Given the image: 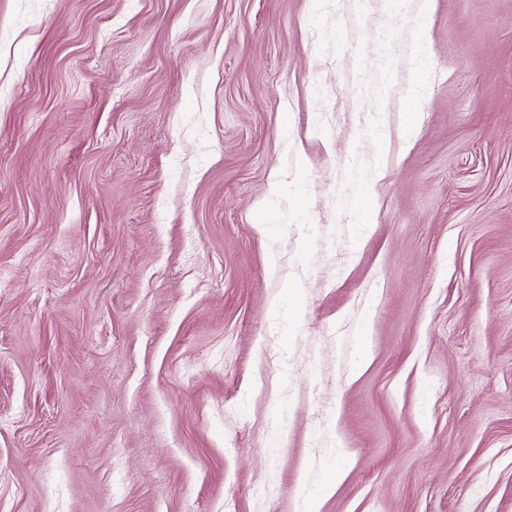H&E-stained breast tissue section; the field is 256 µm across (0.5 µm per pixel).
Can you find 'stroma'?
Listing matches in <instances>:
<instances>
[{"label": "stroma", "instance_id": "1", "mask_svg": "<svg viewBox=\"0 0 512 512\" xmlns=\"http://www.w3.org/2000/svg\"><path fill=\"white\" fill-rule=\"evenodd\" d=\"M512 512V0H0V512Z\"/></svg>", "mask_w": 512, "mask_h": 512}]
</instances>
